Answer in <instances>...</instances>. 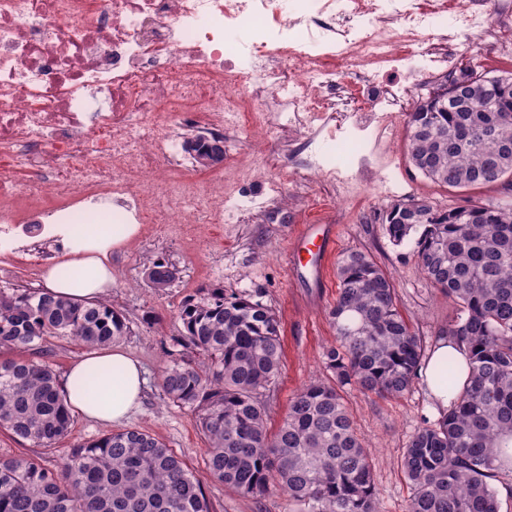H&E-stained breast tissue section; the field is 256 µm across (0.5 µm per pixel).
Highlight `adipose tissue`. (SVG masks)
I'll return each instance as SVG.
<instances>
[{
    "label": "adipose tissue",
    "instance_id": "obj_1",
    "mask_svg": "<svg viewBox=\"0 0 512 512\" xmlns=\"http://www.w3.org/2000/svg\"><path fill=\"white\" fill-rule=\"evenodd\" d=\"M137 230V225L127 224L121 234L108 237L100 233L97 225H86L77 241L75 259L65 266L45 269L44 293L62 295L85 305L101 300L112 283V272L106 264L108 251ZM456 351L455 340L448 334H440L419 371L433 409L440 415L447 413L454 397L441 385L438 367L448 354ZM143 384L138 361L118 347L107 346L78 357L60 387L75 414L114 426L121 424L138 406Z\"/></svg>",
    "mask_w": 512,
    "mask_h": 512
}]
</instances>
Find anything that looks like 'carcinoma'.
<instances>
[{
	"mask_svg": "<svg viewBox=\"0 0 512 512\" xmlns=\"http://www.w3.org/2000/svg\"><path fill=\"white\" fill-rule=\"evenodd\" d=\"M495 111L483 86L469 106L409 113L408 156L446 189L512 186V74L503 72ZM399 245L419 233L413 255L433 287L453 298L448 335L467 352L458 380L453 355L439 375L454 405L407 441L401 467L412 490L409 512H500L492 480L498 449L512 441V208L468 202L414 224L386 220ZM329 315L336 343L323 354L327 377L305 385L275 432L265 394L282 372L276 313L252 295L203 288L182 305L178 353L162 371V393L197 416L207 441L205 467L224 487L259 498L282 491L301 512H377L369 452L345 394L408 392L424 357L419 336L396 305L395 285L370 256L354 251L336 267ZM127 326L102 299L76 304L39 289L0 291V429L46 451L68 433L70 414L45 360L46 342L67 336L87 348L112 344ZM0 512H211L200 481L156 436L109 430L65 449L59 469L40 454L0 457Z\"/></svg>",
	"mask_w": 512,
	"mask_h": 512,
	"instance_id": "cac0c4a2",
	"label": "carcinoma"
}]
</instances>
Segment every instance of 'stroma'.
Wrapping results in <instances>:
<instances>
[{"mask_svg":"<svg viewBox=\"0 0 512 512\" xmlns=\"http://www.w3.org/2000/svg\"><path fill=\"white\" fill-rule=\"evenodd\" d=\"M448 79L444 70H418L410 76L390 69L367 85L353 78L339 79L334 91L336 122L363 144L361 151L347 156L350 169L342 184L302 175L307 159L326 155L327 133L275 125L268 133L247 139L225 132L226 172L231 175L236 168H251L250 180L234 184L233 191L251 198L253 210L221 224H185L176 234L159 224H142L109 253L112 286L106 296L127 323L118 344L141 362L146 377L141 405L126 426L156 435L172 449L200 480L213 512H292L293 506L284 494L255 499L233 493L212 479L204 467L206 441L196 416L163 395L158 381L170 352L176 349L173 338L180 331L177 315L183 302L197 295L199 288L220 287L228 294L253 295L279 316L283 366L267 397L272 429L279 426L295 394L322 375L323 350L335 340L329 310L338 291L336 271L328 269L322 278L309 274L312 255L293 251L300 225L331 226L337 254L357 250L371 256L393 280L404 318L425 346H432L438 330L455 317L457 304L426 279L412 255L413 241L398 246L390 242L385 211L412 199L427 200L442 210L469 199L512 206V186L501 183L464 193L438 187L410 165L405 132L387 140L377 138L373 120L358 111L357 100L410 81L428 96ZM259 155L270 158L269 167H253ZM370 180L379 183L378 195L367 192ZM346 191L351 194L349 202L339 204ZM158 261L177 271L162 288L153 287L148 279ZM346 401L356 432L370 453L379 512H408L411 489L401 469L402 455L409 437L437 419L422 381L414 380L400 398L352 390Z\"/></svg>","mask_w":512,"mask_h":512,"instance_id":"obj_1","label":"stroma"}]
</instances>
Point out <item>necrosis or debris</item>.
Segmentation results:
<instances>
[{
	"mask_svg": "<svg viewBox=\"0 0 512 512\" xmlns=\"http://www.w3.org/2000/svg\"><path fill=\"white\" fill-rule=\"evenodd\" d=\"M391 15L395 41L383 28ZM444 22L512 52V30L492 28L479 0H0V250L37 272L65 236L31 249L29 224L152 213L168 225L220 224L225 209L248 211L225 194L223 168L196 177L183 130L268 128L257 101L269 90L289 126L324 127L337 71L410 65L415 42ZM407 96L399 87L364 104L378 136L397 133Z\"/></svg>",
	"mask_w": 512,
	"mask_h": 512,
	"instance_id": "1",
	"label": "necrosis or debris"
}]
</instances>
